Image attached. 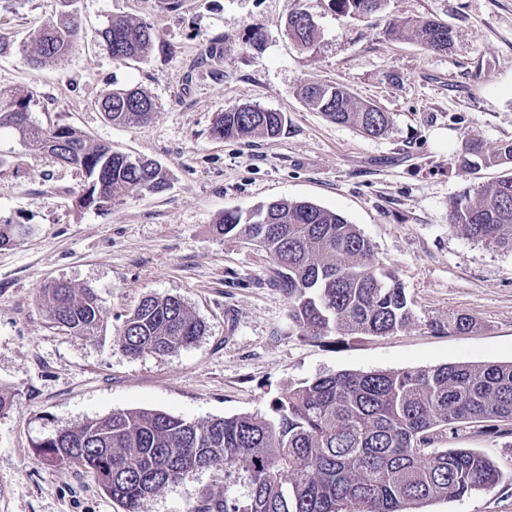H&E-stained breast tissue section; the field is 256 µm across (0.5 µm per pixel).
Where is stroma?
I'll list each match as a JSON object with an SVG mask.
<instances>
[{
	"instance_id": "35a3bbf8",
	"label": "stroma",
	"mask_w": 512,
	"mask_h": 512,
	"mask_svg": "<svg viewBox=\"0 0 512 512\" xmlns=\"http://www.w3.org/2000/svg\"><path fill=\"white\" fill-rule=\"evenodd\" d=\"M313 16L315 44L284 33L293 5ZM56 0H0V89L35 93L31 120L66 125L113 150L158 161L168 185L83 208L81 170L0 131V512H118L91 474L42 461L37 445L86 419L148 408L195 421L264 413L288 386L341 371L427 369L512 361V252L450 228L448 204L507 173L472 169L468 148L512 141V0H386L357 18L330 0H77L76 49L43 70L21 46L51 21ZM151 23L147 57L113 62L101 37L111 18ZM453 30L448 51L413 35L415 21ZM313 80L338 83L392 117L373 138L326 120L299 97ZM138 87L157 103L145 124L110 122L95 102ZM255 104L282 113L273 139L214 138L217 115ZM278 199L343 215L371 242L406 291L413 320L390 335L315 338L290 317L288 297L262 248L216 226L227 211ZM64 279L98 296L92 336L57 326L42 295ZM175 296L204 324L193 344L132 357L117 327L150 296ZM472 318L469 330L449 316ZM438 448H472L504 480L493 491L436 500L421 512H512V427L467 424ZM214 467L166 487L143 512H188Z\"/></svg>"
}]
</instances>
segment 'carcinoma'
I'll use <instances>...</instances> for the list:
<instances>
[{"mask_svg":"<svg viewBox=\"0 0 512 512\" xmlns=\"http://www.w3.org/2000/svg\"><path fill=\"white\" fill-rule=\"evenodd\" d=\"M76 0H60L57 20L36 29L23 46L34 69L72 52L78 42ZM359 17L384 0H330ZM308 12H288L289 39L309 48L316 39ZM426 47L446 51L452 30L434 20L413 26ZM153 25L112 18L103 38L117 64L142 59ZM310 108L330 122L385 135L389 113L356 99L335 83L301 89ZM34 95L0 90V128L31 147L85 172V208L103 209L118 196L157 192L167 173L155 160L132 157L93 143L65 125L30 120ZM114 124L147 123L155 99L138 88H116L95 101ZM283 114L257 105H234L213 126L219 139L274 138ZM512 164V142L485 157L472 148L463 162ZM252 213L268 219L267 234L247 213L232 211L221 233L240 236L270 254L278 286L288 295L290 316L314 337L336 331L389 334L413 320L405 289L379 266L370 242L341 214L307 201L277 200ZM450 226L485 244L512 250V174L481 189L465 190L449 205ZM52 320L90 336L100 321L93 288L57 281L45 289ZM203 325L175 296H150L126 317L114 336L127 355L165 356L193 344ZM512 422V363L444 364L429 369L343 371L290 386L265 415L242 414L199 422L151 409H127L88 419L61 431L38 455L94 475L123 512H141L165 487L214 466L224 467V486L203 489L189 512H413L432 500L490 492L503 475L488 457L465 448H434V438L463 424Z\"/></svg>","mask_w":512,"mask_h":512,"instance_id":"cac0c4a2","label":"carcinoma"}]
</instances>
